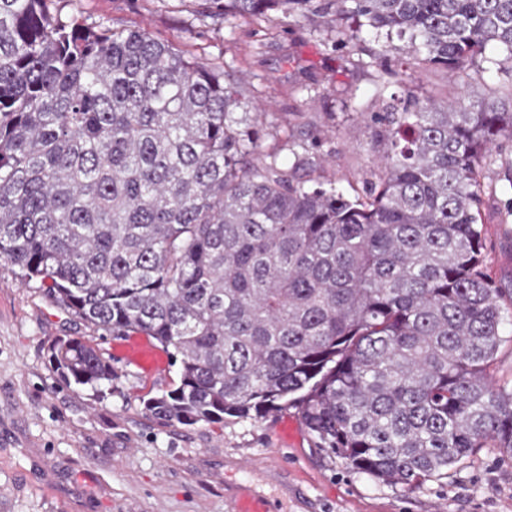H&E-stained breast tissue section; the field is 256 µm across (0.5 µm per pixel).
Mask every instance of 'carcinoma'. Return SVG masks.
Wrapping results in <instances>:
<instances>
[{
  "instance_id": "carcinoma-1",
  "label": "carcinoma",
  "mask_w": 512,
  "mask_h": 512,
  "mask_svg": "<svg viewBox=\"0 0 512 512\" xmlns=\"http://www.w3.org/2000/svg\"><path fill=\"white\" fill-rule=\"evenodd\" d=\"M0 0V261L115 336L180 357L148 399L182 425L299 409L317 447L418 488L476 448L512 456V386L488 378L512 321L488 273L481 176L512 135L493 102L407 91L375 116L378 181L355 194L252 159L264 113L141 29L97 30ZM310 0H224L258 19ZM339 40L384 37L418 70L512 63V0H328ZM243 110L236 115V110ZM64 382H112L80 338Z\"/></svg>"
}]
</instances>
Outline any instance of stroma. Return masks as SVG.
<instances>
[{
  "mask_svg": "<svg viewBox=\"0 0 512 512\" xmlns=\"http://www.w3.org/2000/svg\"><path fill=\"white\" fill-rule=\"evenodd\" d=\"M323 0L300 15H224L222 0H48L50 12L105 29H143L184 55L224 69L267 114L256 156L313 187L348 190L374 180V117L391 95L444 97L459 87L491 97L512 66L491 46L470 75L401 68L382 43H341ZM488 271L512 289V137L483 168ZM38 282L0 264V512H231L241 490L278 512H512V456L480 448L447 477L420 488L359 473L316 445L295 406L264 417L192 426L151 416L148 398L179 382L180 363L153 340L158 359L127 356L129 336L96 344L112 360L111 384H66L51 360L56 339L91 336Z\"/></svg>",
  "mask_w": 512,
  "mask_h": 512,
  "instance_id": "1",
  "label": "stroma"
}]
</instances>
